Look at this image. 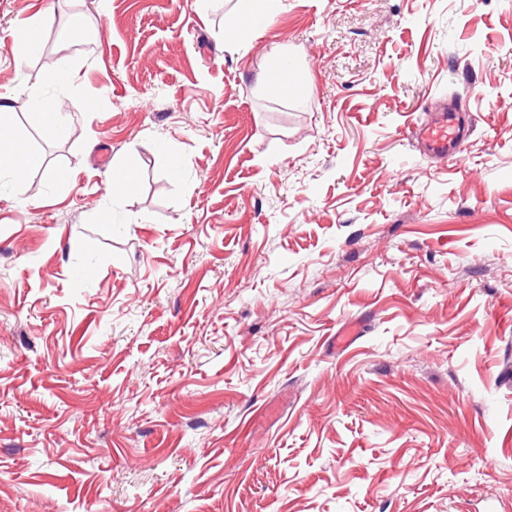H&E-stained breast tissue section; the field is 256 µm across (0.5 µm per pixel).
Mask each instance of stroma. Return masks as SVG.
<instances>
[{"instance_id": "1", "label": "stroma", "mask_w": 512, "mask_h": 512, "mask_svg": "<svg viewBox=\"0 0 512 512\" xmlns=\"http://www.w3.org/2000/svg\"><path fill=\"white\" fill-rule=\"evenodd\" d=\"M48 2L0 0V94L81 104L8 120L0 512H512V7L277 0L236 51L237 0ZM18 103L30 110L40 111L42 130L49 137L64 135L68 127L65 112L44 104L33 91L7 97L0 95V172H9L16 184H22L28 170L40 166L42 159L36 153H25L21 147L16 146L14 138L2 135L5 117L15 110ZM452 112H455L454 109L445 111L441 118L430 124H414L411 133L420 137L432 153L438 156L449 155L458 160L462 157L464 148L453 125Z\"/></svg>"}]
</instances>
